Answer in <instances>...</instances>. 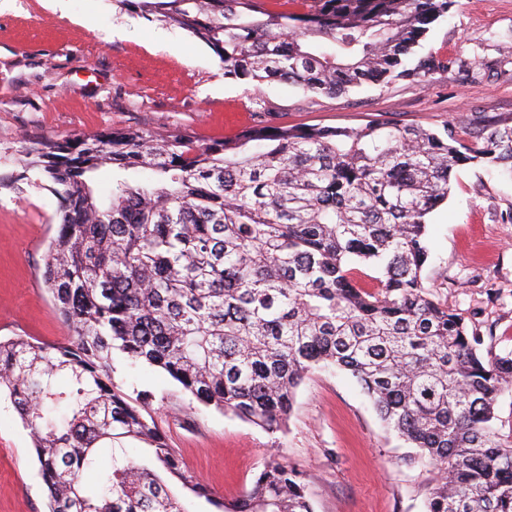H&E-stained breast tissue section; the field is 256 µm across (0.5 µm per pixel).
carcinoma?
<instances>
[{"label":"carcinoma","mask_w":512,"mask_h":512,"mask_svg":"<svg viewBox=\"0 0 512 512\" xmlns=\"http://www.w3.org/2000/svg\"><path fill=\"white\" fill-rule=\"evenodd\" d=\"M114 2L201 39L226 78L332 96L447 71L433 53L403 61L456 0H291L300 9L288 12L267 0ZM254 104L251 125L222 142L112 129L23 152V172L60 198L42 277L72 335L0 340V393L30 431L49 512H186L164 474L218 512H313L300 472L276 457L240 498L215 500L168 448L151 394L114 385L116 352L271 432L309 372L345 370L411 458L438 470L426 512H512V442L494 426L512 351L485 357L421 276L427 217L454 169L512 172V120L464 140L446 124L276 125ZM104 166L115 172L105 197L94 183ZM145 169L153 179L134 178ZM360 265L381 273L376 290ZM123 438L144 443L149 462L114 446Z\"/></svg>","instance_id":"cac0c4a2"}]
</instances>
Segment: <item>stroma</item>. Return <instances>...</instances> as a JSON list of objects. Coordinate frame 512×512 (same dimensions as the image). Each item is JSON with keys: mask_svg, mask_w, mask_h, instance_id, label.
<instances>
[{"mask_svg": "<svg viewBox=\"0 0 512 512\" xmlns=\"http://www.w3.org/2000/svg\"><path fill=\"white\" fill-rule=\"evenodd\" d=\"M165 41H158V33ZM421 53L448 56L425 85L364 83L335 97L282 83L253 89L225 78L218 56L188 31L120 12L112 0H13L0 11V338L62 344L69 328L42 281L59 200L18 163L32 142L111 128L186 130L201 143L234 136L260 93L273 123L358 127L376 119L459 133L512 117V0H456ZM425 287L468 327L486 355L512 350V175L484 163L457 168L448 199L430 215ZM112 380L148 407L182 466L215 497L249 490L270 455L304 477L313 512H426L438 471L410 461L350 373L313 370L292 412L268 432L198 402L158 368L115 356ZM0 512H48L28 429L0 397Z\"/></svg>", "mask_w": 512, "mask_h": 512, "instance_id": "stroma-1", "label": "stroma"}]
</instances>
